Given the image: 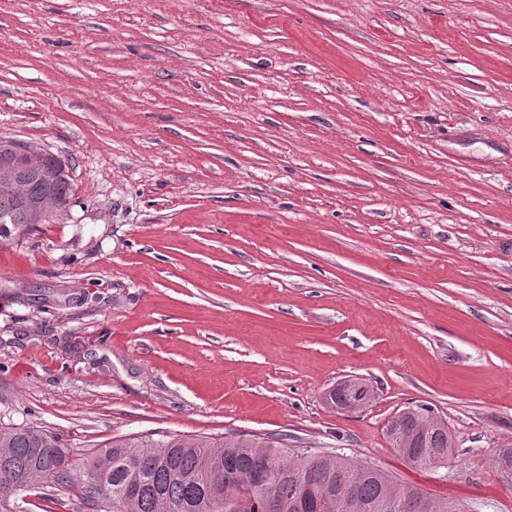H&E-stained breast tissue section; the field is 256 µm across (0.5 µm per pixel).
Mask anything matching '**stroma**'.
<instances>
[{
  "instance_id": "obj_1",
  "label": "stroma",
  "mask_w": 512,
  "mask_h": 512,
  "mask_svg": "<svg viewBox=\"0 0 512 512\" xmlns=\"http://www.w3.org/2000/svg\"><path fill=\"white\" fill-rule=\"evenodd\" d=\"M0 138L73 190L0 243V421L77 466L255 435L512 512V0H0ZM421 404L435 472L385 436ZM406 413L401 416V413ZM386 436L395 450L413 467H447L453 440L448 425L422 405L396 412L386 425Z\"/></svg>"
}]
</instances>
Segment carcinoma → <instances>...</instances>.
Instances as JSON below:
<instances>
[{"instance_id": "carcinoma-1", "label": "carcinoma", "mask_w": 512, "mask_h": 512, "mask_svg": "<svg viewBox=\"0 0 512 512\" xmlns=\"http://www.w3.org/2000/svg\"><path fill=\"white\" fill-rule=\"evenodd\" d=\"M19 143L0 139V166L18 167L16 190L0 193V240L20 238L49 217L33 203L50 194L69 208V175L47 183L18 166ZM386 436L412 466H448L453 440L448 425L421 405L395 413ZM62 439L27 424L0 423V512H15L11 484L28 490L75 481ZM94 512H396L406 498L423 499L428 512H466L465 505L424 490L398 489L385 471L315 448L271 452L264 441L155 432L112 440L90 456L77 479ZM138 486L136 496L126 486Z\"/></svg>"}]
</instances>
